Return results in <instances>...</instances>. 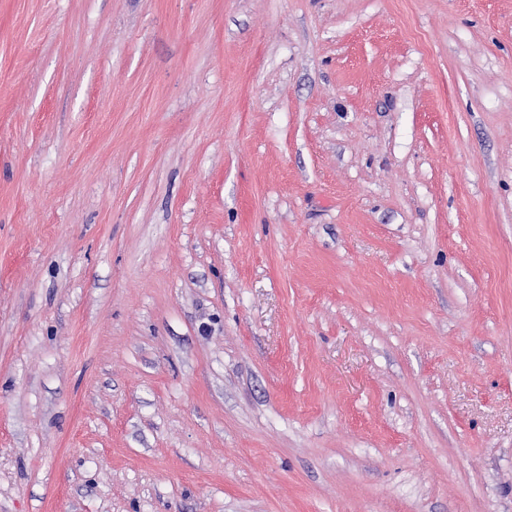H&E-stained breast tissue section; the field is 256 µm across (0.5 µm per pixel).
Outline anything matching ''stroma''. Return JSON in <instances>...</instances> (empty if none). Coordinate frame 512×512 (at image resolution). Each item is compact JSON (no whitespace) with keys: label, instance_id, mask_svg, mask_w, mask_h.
Segmentation results:
<instances>
[{"label":"stroma","instance_id":"35a3bbf8","mask_svg":"<svg viewBox=\"0 0 512 512\" xmlns=\"http://www.w3.org/2000/svg\"><path fill=\"white\" fill-rule=\"evenodd\" d=\"M0 512H512V0H0Z\"/></svg>","mask_w":512,"mask_h":512}]
</instances>
